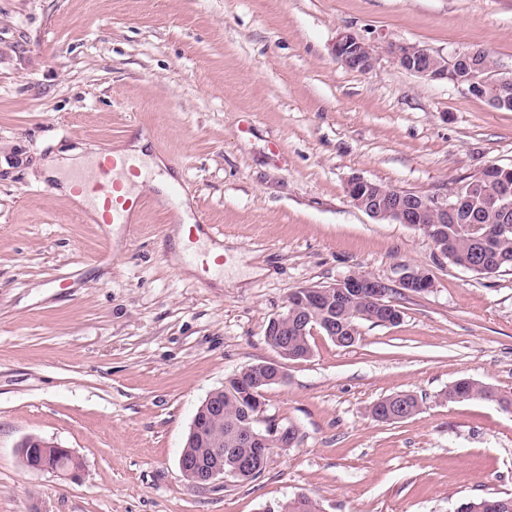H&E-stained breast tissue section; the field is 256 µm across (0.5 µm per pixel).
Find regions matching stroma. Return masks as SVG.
<instances>
[{"mask_svg":"<svg viewBox=\"0 0 512 512\" xmlns=\"http://www.w3.org/2000/svg\"><path fill=\"white\" fill-rule=\"evenodd\" d=\"M375 45L366 73L337 35ZM479 46L512 72V0H0V512H453L512 495V411L448 402L469 377L512 393V271L452 264L422 231L349 201L361 176L451 194L512 166V111L401 69L387 43ZM146 137L175 178L143 186L135 227L79 219L43 162ZM188 208L236 260L201 276L173 244ZM419 266L434 286H398ZM366 273L402 319L370 322L264 392L295 426L256 480L196 491L179 458L209 393L278 360L271 317L300 288ZM415 394L414 417L370 406ZM72 450L78 479L34 471L17 443Z\"/></svg>","mask_w":512,"mask_h":512,"instance_id":"1","label":"stroma"}]
</instances>
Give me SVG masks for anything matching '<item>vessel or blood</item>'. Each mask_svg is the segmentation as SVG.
Returning a JSON list of instances; mask_svg holds the SVG:
<instances>
[{
    "label": "vessel or blood",
    "mask_w": 512,
    "mask_h": 512,
    "mask_svg": "<svg viewBox=\"0 0 512 512\" xmlns=\"http://www.w3.org/2000/svg\"><path fill=\"white\" fill-rule=\"evenodd\" d=\"M139 173L140 163L136 156L104 150L91 175L80 179L74 189L75 196L99 204L98 210L89 213V220L105 228L132 223L142 206V200L129 198L123 193L122 179Z\"/></svg>",
    "instance_id": "obj_1"
}]
</instances>
